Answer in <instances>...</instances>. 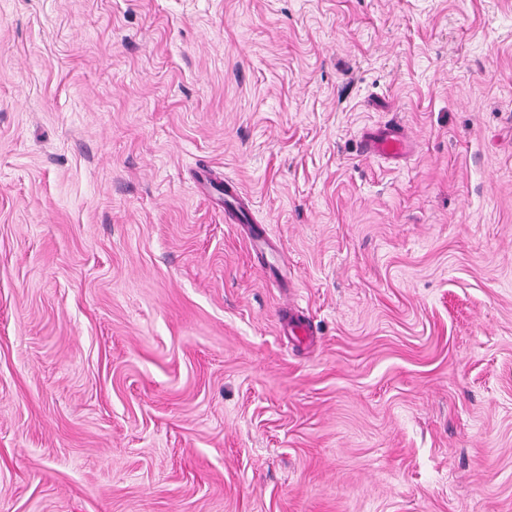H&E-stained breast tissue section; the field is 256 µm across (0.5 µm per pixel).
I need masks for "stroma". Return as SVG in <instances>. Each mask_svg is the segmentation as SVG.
Listing matches in <instances>:
<instances>
[{
    "label": "stroma",
    "mask_w": 512,
    "mask_h": 512,
    "mask_svg": "<svg viewBox=\"0 0 512 512\" xmlns=\"http://www.w3.org/2000/svg\"><path fill=\"white\" fill-rule=\"evenodd\" d=\"M0 512H512V0H0ZM364 148L369 156L395 158L403 154L405 141L398 128H386L381 133L369 136L365 140Z\"/></svg>",
    "instance_id": "1"
}]
</instances>
